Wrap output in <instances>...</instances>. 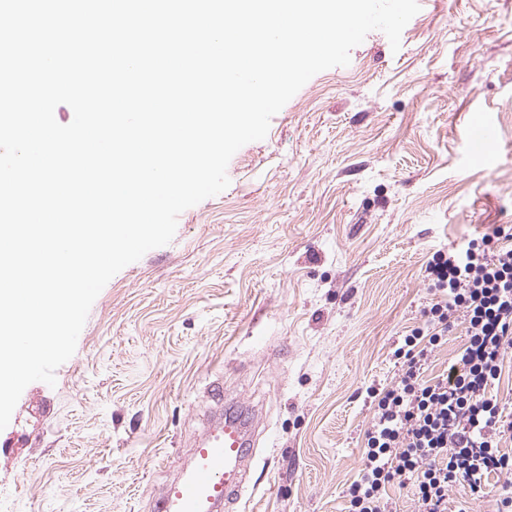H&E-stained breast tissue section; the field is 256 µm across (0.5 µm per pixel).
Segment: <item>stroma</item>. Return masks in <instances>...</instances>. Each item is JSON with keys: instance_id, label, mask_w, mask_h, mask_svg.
<instances>
[{"instance_id": "stroma-1", "label": "stroma", "mask_w": 512, "mask_h": 512, "mask_svg": "<svg viewBox=\"0 0 512 512\" xmlns=\"http://www.w3.org/2000/svg\"><path fill=\"white\" fill-rule=\"evenodd\" d=\"M227 175L106 284L55 385L24 389L0 512H154L217 389L258 413L248 512H348L367 390L398 381L393 352L437 301L428 258L512 226V0L421 6L396 51L370 32ZM464 340L454 320L423 380Z\"/></svg>"}]
</instances>
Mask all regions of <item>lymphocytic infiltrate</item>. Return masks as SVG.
Segmentation results:
<instances>
[{
	"label": "lymphocytic infiltrate",
	"instance_id": "f902f5d3",
	"mask_svg": "<svg viewBox=\"0 0 512 512\" xmlns=\"http://www.w3.org/2000/svg\"><path fill=\"white\" fill-rule=\"evenodd\" d=\"M506 239L488 252L486 234L428 262L440 299L395 350L403 361L399 380L370 392L375 413L360 477L348 489L349 512H389L386 492L395 484L412 486L418 512H448V492L459 484L474 496L495 487L496 512H512V456L496 441L512 421L504 422L491 393L512 348V234ZM456 316L466 335L460 364L423 383L422 364Z\"/></svg>",
	"mask_w": 512,
	"mask_h": 512
}]
</instances>
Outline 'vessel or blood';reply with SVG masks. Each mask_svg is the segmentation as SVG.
Wrapping results in <instances>:
<instances>
[{
	"instance_id": "1",
	"label": "vessel or blood",
	"mask_w": 512,
	"mask_h": 512,
	"mask_svg": "<svg viewBox=\"0 0 512 512\" xmlns=\"http://www.w3.org/2000/svg\"><path fill=\"white\" fill-rule=\"evenodd\" d=\"M252 454L251 418L247 411L226 408L192 448L179 476L162 488L156 512H223L239 503Z\"/></svg>"
}]
</instances>
